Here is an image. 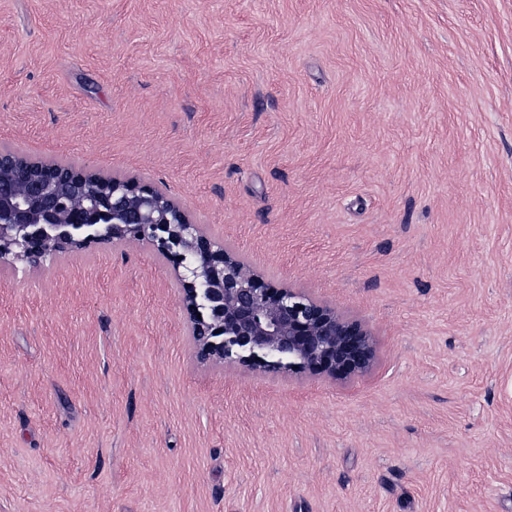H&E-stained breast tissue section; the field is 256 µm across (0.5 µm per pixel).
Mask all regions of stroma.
<instances>
[{
    "label": "stroma",
    "instance_id": "stroma-1",
    "mask_svg": "<svg viewBox=\"0 0 512 512\" xmlns=\"http://www.w3.org/2000/svg\"><path fill=\"white\" fill-rule=\"evenodd\" d=\"M1 149L158 187L376 363H199L145 243L0 266V512H512V0H0Z\"/></svg>",
    "mask_w": 512,
    "mask_h": 512
}]
</instances>
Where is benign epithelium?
<instances>
[{
	"instance_id": "7a95c632",
	"label": "benign epithelium",
	"mask_w": 512,
	"mask_h": 512,
	"mask_svg": "<svg viewBox=\"0 0 512 512\" xmlns=\"http://www.w3.org/2000/svg\"><path fill=\"white\" fill-rule=\"evenodd\" d=\"M114 241L146 242L171 263L204 363L334 380L374 363L360 323L267 283L154 186L0 151V264L11 258L38 270Z\"/></svg>"
}]
</instances>
